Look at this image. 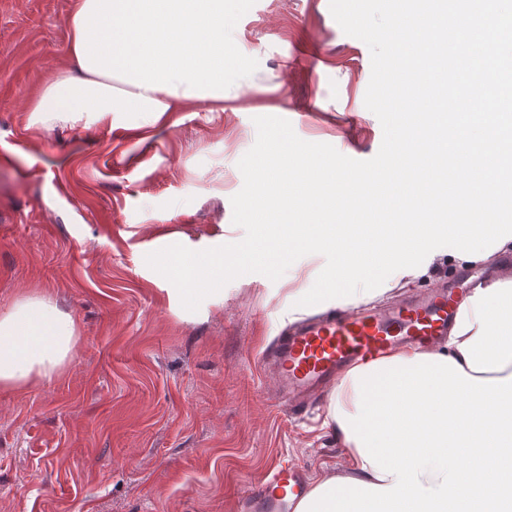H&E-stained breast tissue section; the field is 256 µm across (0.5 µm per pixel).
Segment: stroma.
I'll return each mask as SVG.
<instances>
[{"label":"stroma","instance_id":"35a3bbf8","mask_svg":"<svg viewBox=\"0 0 512 512\" xmlns=\"http://www.w3.org/2000/svg\"><path fill=\"white\" fill-rule=\"evenodd\" d=\"M73 0H0V306L49 294L79 336L61 377L0 390V512H236L279 463L306 483L350 462L325 403L294 418L258 356L322 258L251 273L190 312L145 262L243 239L231 198L257 116L357 159L382 143L364 105L368 47L329 0H242L224 109L130 112L90 126L33 106L68 61Z\"/></svg>","mask_w":512,"mask_h":512}]
</instances>
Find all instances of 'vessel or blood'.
Returning a JSON list of instances; mask_svg holds the SVG:
<instances>
[{
	"label": "vessel or blood",
	"instance_id": "obj_1",
	"mask_svg": "<svg viewBox=\"0 0 512 512\" xmlns=\"http://www.w3.org/2000/svg\"><path fill=\"white\" fill-rule=\"evenodd\" d=\"M483 283L477 273L463 272L452 285L386 311L358 308L294 323L262 355L264 367L276 378L278 406L298 407L335 382L341 371L397 346H426L445 339L467 295ZM305 492L300 470L280 465L239 499L237 512H294Z\"/></svg>",
	"mask_w": 512,
	"mask_h": 512
}]
</instances>
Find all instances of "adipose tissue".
I'll return each instance as SVG.
<instances>
[{"mask_svg":"<svg viewBox=\"0 0 512 512\" xmlns=\"http://www.w3.org/2000/svg\"><path fill=\"white\" fill-rule=\"evenodd\" d=\"M235 0H74L67 20L71 66L36 109L54 119L94 124L123 112L185 111L208 100L224 109V36L235 25ZM72 316L49 298L26 296L0 310V389L19 390L59 376L75 356ZM434 355L453 359L482 379L512 376V279L475 291L447 344ZM350 478L394 484L373 468L326 412Z\"/></svg>","mask_w":512,"mask_h":512,"instance_id":"ef3b65f1","label":"adipose tissue"}]
</instances>
